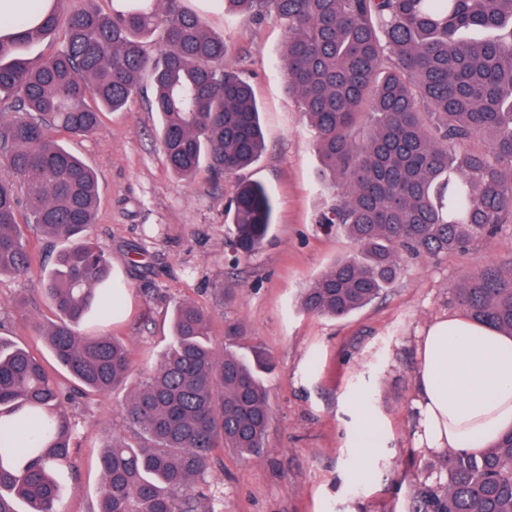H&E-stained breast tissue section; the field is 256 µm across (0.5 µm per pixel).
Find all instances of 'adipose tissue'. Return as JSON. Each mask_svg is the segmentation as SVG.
<instances>
[{
  "mask_svg": "<svg viewBox=\"0 0 512 512\" xmlns=\"http://www.w3.org/2000/svg\"><path fill=\"white\" fill-rule=\"evenodd\" d=\"M414 445L477 453L512 430V336L444 314L417 343Z\"/></svg>",
  "mask_w": 512,
  "mask_h": 512,
  "instance_id": "ef3b65f1",
  "label": "adipose tissue"
}]
</instances>
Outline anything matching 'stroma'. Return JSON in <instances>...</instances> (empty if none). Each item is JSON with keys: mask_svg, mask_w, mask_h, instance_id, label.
Returning <instances> with one entry per match:
<instances>
[{"mask_svg": "<svg viewBox=\"0 0 512 512\" xmlns=\"http://www.w3.org/2000/svg\"><path fill=\"white\" fill-rule=\"evenodd\" d=\"M184 5L210 33L224 36L232 66L252 84L265 149L244 176L269 191L273 224L257 253L234 260L225 214L233 178L216 180L203 169L192 183L178 182L145 97L104 112L97 132L67 143L98 175L91 234L112 255L118 290L111 317L86 329L130 345L133 386L169 345L171 312L183 300L211 315L216 351L224 350L233 325L238 354L271 361L263 376L271 408L267 448L253 459L216 451L201 486L210 512H413L418 487L437 475L444 458L413 445L416 340L436 316L458 313L449 288L478 261L512 259V224L479 250L408 260L393 288L348 317L304 312L301 290L353 246L315 222L330 191L316 179L313 136L283 78V29L270 17L256 24L216 10L211 0ZM26 235L38 273L0 276V341L29 350L67 393L75 448L71 469L58 476L57 508L94 512L104 447L116 436L133 446L139 439L121 415L120 396L81 394L30 329L31 321L56 320L39 275L52 268L62 244L31 229ZM363 409L372 415L368 454L357 446Z\"/></svg>", "mask_w": 512, "mask_h": 512, "instance_id": "obj_1", "label": "stroma"}]
</instances>
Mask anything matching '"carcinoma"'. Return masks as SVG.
I'll list each match as a JSON object with an SVG mask.
<instances>
[{
	"mask_svg": "<svg viewBox=\"0 0 512 512\" xmlns=\"http://www.w3.org/2000/svg\"><path fill=\"white\" fill-rule=\"evenodd\" d=\"M253 21L274 16L288 91L313 134L317 178L332 190L317 224L355 250L300 297L313 315L345 318L393 287L408 258L470 252L512 224V0H223ZM63 48L34 64L19 48L54 32ZM154 37L153 51L143 39ZM229 44L182 0H112V12L53 0L40 21L0 36V276L27 278L23 226L67 242L43 279L57 320L31 323L85 390L107 396L132 371L128 343L85 334L112 313L107 248L88 239L99 203L95 173L55 134L86 137L104 110L123 108L150 74V109L174 175L202 167L237 177L229 246L264 244L274 206L240 173L264 150L251 84L228 63ZM477 323L512 335V260L484 262L450 286ZM210 315L174 310L157 366L121 405L142 440H112L100 459L96 512H198V482L217 448L258 458L271 411L261 370L209 342ZM68 398L26 349L0 342V512H56V474L72 464ZM415 512H512V431L478 454L448 453L445 482L417 492Z\"/></svg>",
	"mask_w": 512,
	"mask_h": 512,
	"instance_id": "1",
	"label": "carcinoma"
}]
</instances>
